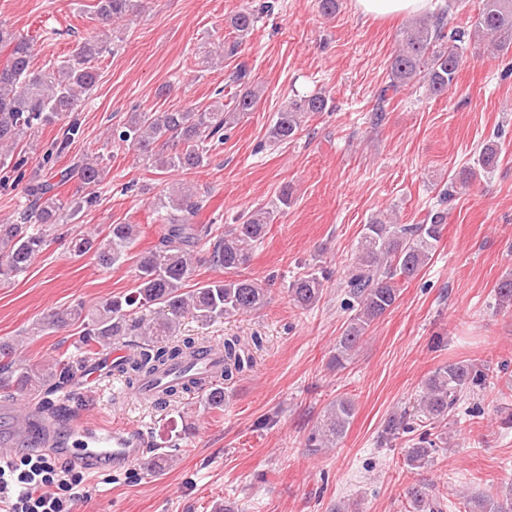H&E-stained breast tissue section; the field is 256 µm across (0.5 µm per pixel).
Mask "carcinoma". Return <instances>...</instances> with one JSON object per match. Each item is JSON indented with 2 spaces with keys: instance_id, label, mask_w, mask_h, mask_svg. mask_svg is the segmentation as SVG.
Returning <instances> with one entry per match:
<instances>
[{
  "instance_id": "carcinoma-1",
  "label": "carcinoma",
  "mask_w": 512,
  "mask_h": 512,
  "mask_svg": "<svg viewBox=\"0 0 512 512\" xmlns=\"http://www.w3.org/2000/svg\"><path fill=\"white\" fill-rule=\"evenodd\" d=\"M136 0H96V13L104 20L122 19L133 12ZM449 10L429 14L402 28L390 60L388 80L379 89V98L387 99L401 88L418 83L438 98L457 82L463 64L466 43L488 42L496 53L512 50V0H479L478 12L466 28L448 29ZM259 16L242 10L230 18V37L217 41L216 50L202 58L204 67L213 64L214 54L232 58L254 30ZM0 45L10 49L9 61L0 66V171L25 183L24 203L9 223H0V279H9L26 271L47 246V227L66 224L78 218L85 208L98 202L97 188L105 181L109 169L104 157H86L60 171L52 183L47 179L26 176L29 157L16 150L26 138L43 126L68 122L64 137L45 153L37 168L47 165L53 155L63 154L77 133L74 113L89 97L98 81L92 61L106 50L98 39L82 42L73 58L58 65L33 66L34 40L17 35L0 24ZM235 85L229 101L220 99L209 104L193 103L165 112H132L124 122L112 128L110 139L140 152L147 164L162 172L189 174L205 166L213 147L224 143V131L236 126L255 111L262 89L250 80L243 68L229 76ZM329 111L326 96L316 93L287 102L276 114L268 129L270 143L283 144L293 139L309 115ZM498 145L486 143L479 154V165L491 168L497 161ZM77 179L89 191L80 197L65 199L58 187ZM204 203V193L196 185L182 184L163 191L155 201L161 215L163 232L158 243L142 253L136 263L138 286L131 294L108 298L92 310L82 305L52 311L37 322L45 332L71 322L84 325L80 339L81 356L57 358L30 365L14 358L17 347L0 342V391L3 400L11 401L26 393L42 394L41 405L53 414L67 411L66 401L59 398L61 389L75 370L94 354V346L114 338L136 336L137 357L118 367L121 379L137 385L164 366H174L197 352L206 340L186 337L176 342L178 318L190 314L205 323L258 312L265 305L266 289L239 274L250 260L255 245L277 213L260 207L240 214L236 223L227 225L224 234L212 240V225L195 222ZM444 211L428 212L424 224H385L374 220L364 225L355 253V262L344 283L353 312L336 342L333 359L336 367L352 362L370 326L397 301L399 284L416 276L433 258L444 229ZM131 224H113L103 239L82 235L72 240L77 256L88 253L104 268L122 261L134 241ZM210 245L209 262L224 269L226 277L209 280L197 288L185 289L195 276L194 249ZM324 278L307 271L288 287L290 300L302 309L317 304L323 297ZM501 309L512 308V275L496 288ZM158 305L168 315L153 323L130 319L135 308ZM224 380L229 381L252 367L249 345L239 336H226ZM485 374L471 363L458 361L435 369L423 382L422 394L415 406L418 426L424 428L407 450L406 464L423 468L434 461L440 448L448 447V416L459 401L475 387L481 386ZM202 389V379L179 381L165 391L163 401L183 393ZM227 393L215 385L205 390L207 407H224ZM355 406L348 398H338L328 405L308 438V447L329 448L345 434L354 417ZM410 429L407 413L388 418L382 438L393 439L399 430ZM413 512H444L443 495L428 485H414L408 491ZM464 512H512V482H504L499 491L481 495H463Z\"/></svg>"
}]
</instances>
